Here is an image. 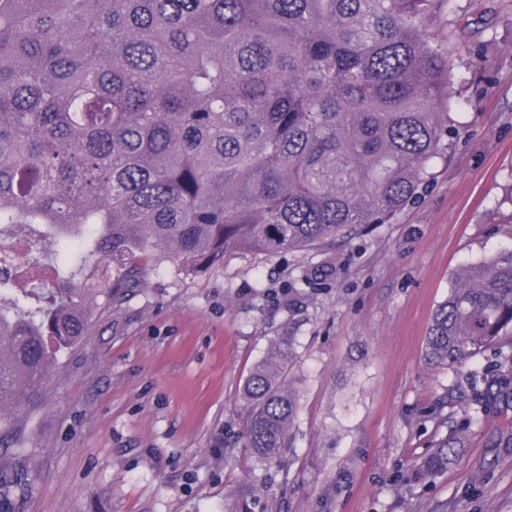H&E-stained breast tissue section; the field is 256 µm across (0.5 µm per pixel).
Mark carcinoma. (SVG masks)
I'll return each instance as SVG.
<instances>
[{
    "label": "carcinoma",
    "instance_id": "cac0c4a2",
    "mask_svg": "<svg viewBox=\"0 0 512 512\" xmlns=\"http://www.w3.org/2000/svg\"><path fill=\"white\" fill-rule=\"evenodd\" d=\"M453 0H0V227L59 245L35 312L0 306V410L38 398L45 337L72 346L95 308L164 248L185 274L276 255L416 202L448 156L457 63L428 18ZM8 278L26 289L29 271ZM512 330V251L464 266L427 332L429 367ZM290 338L246 379L247 447L281 460L297 396ZM512 401L497 376L475 401ZM439 439L417 475L448 470ZM243 489L231 512H252Z\"/></svg>",
    "mask_w": 512,
    "mask_h": 512
}]
</instances>
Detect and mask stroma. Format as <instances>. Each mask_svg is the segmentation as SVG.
Returning a JSON list of instances; mask_svg holds the SVG:
<instances>
[{
    "label": "stroma",
    "instance_id": "stroma-1",
    "mask_svg": "<svg viewBox=\"0 0 512 512\" xmlns=\"http://www.w3.org/2000/svg\"><path fill=\"white\" fill-rule=\"evenodd\" d=\"M431 29L464 102L418 201L305 250L152 265L0 432L11 512H224L246 486L254 512H512V408L472 400L473 381L512 374V333L459 366L423 361L460 266L512 250V0H454ZM277 336L293 339L297 411L269 466L247 446L242 387ZM459 429L447 472L416 478Z\"/></svg>",
    "mask_w": 512,
    "mask_h": 512
}]
</instances>
